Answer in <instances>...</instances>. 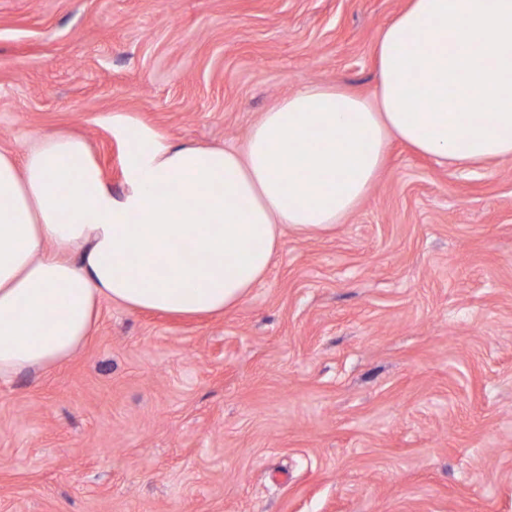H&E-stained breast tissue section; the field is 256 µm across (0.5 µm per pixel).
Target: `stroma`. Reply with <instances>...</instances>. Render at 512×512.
<instances>
[{
  "label": "stroma",
  "mask_w": 512,
  "mask_h": 512,
  "mask_svg": "<svg viewBox=\"0 0 512 512\" xmlns=\"http://www.w3.org/2000/svg\"><path fill=\"white\" fill-rule=\"evenodd\" d=\"M406 0H0V148L116 112L241 146L306 85L373 95ZM0 512H512V158L392 141L336 228L285 230L224 314L101 301L69 359L0 384Z\"/></svg>",
  "instance_id": "35a3bbf8"
}]
</instances>
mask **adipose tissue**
I'll use <instances>...</instances> for the list:
<instances>
[{
  "label": "adipose tissue",
  "instance_id": "adipose-tissue-1",
  "mask_svg": "<svg viewBox=\"0 0 512 512\" xmlns=\"http://www.w3.org/2000/svg\"><path fill=\"white\" fill-rule=\"evenodd\" d=\"M375 61V100L302 87L239 150L174 145L113 113L118 195L79 137L43 136L20 159L0 150V382L68 359L105 299L183 316L235 306L284 229L328 230L357 209L390 139L443 161L512 156V0H408Z\"/></svg>",
  "mask_w": 512,
  "mask_h": 512
}]
</instances>
